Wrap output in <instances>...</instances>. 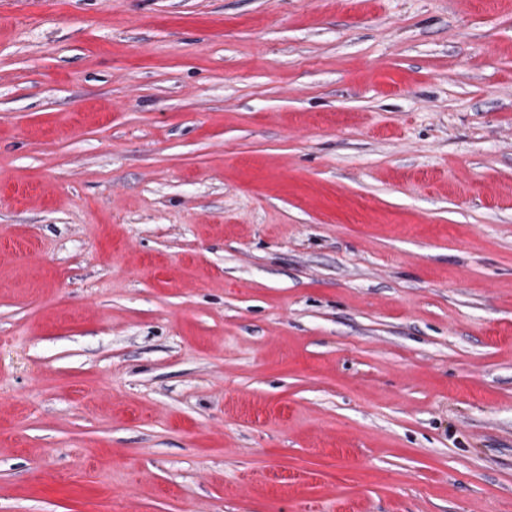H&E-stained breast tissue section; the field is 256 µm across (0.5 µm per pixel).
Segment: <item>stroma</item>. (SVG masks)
Returning <instances> with one entry per match:
<instances>
[{
	"instance_id": "stroma-1",
	"label": "stroma",
	"mask_w": 512,
	"mask_h": 512,
	"mask_svg": "<svg viewBox=\"0 0 512 512\" xmlns=\"http://www.w3.org/2000/svg\"><path fill=\"white\" fill-rule=\"evenodd\" d=\"M0 512H512V0H0Z\"/></svg>"
}]
</instances>
